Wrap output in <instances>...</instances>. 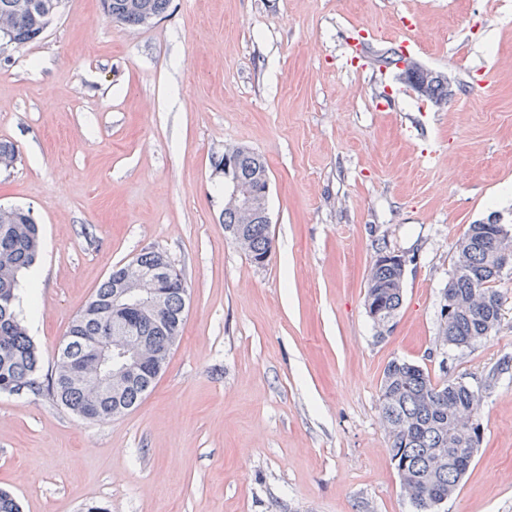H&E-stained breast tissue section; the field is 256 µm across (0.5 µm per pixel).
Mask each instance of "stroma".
I'll use <instances>...</instances> for the list:
<instances>
[{"label":"stroma","instance_id":"obj_1","mask_svg":"<svg viewBox=\"0 0 512 512\" xmlns=\"http://www.w3.org/2000/svg\"><path fill=\"white\" fill-rule=\"evenodd\" d=\"M409 38L458 85L448 103L380 62ZM0 140L19 152L0 206L43 228L19 297L44 371L142 249L189 288L135 410L94 421L0 393V489L21 512H414L379 411L394 359L482 395L478 452L441 512H512V269L492 336H439L457 242L491 215L512 225V0H171L144 27L63 0L38 40L0 53ZM239 145L269 171L262 267L220 221L215 162ZM384 245L407 266L381 336L364 297Z\"/></svg>","mask_w":512,"mask_h":512}]
</instances>
